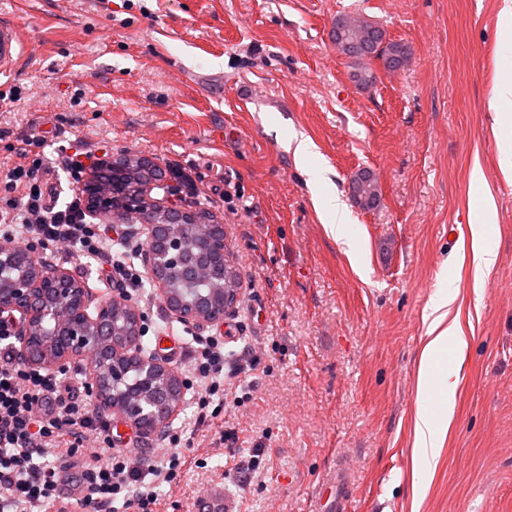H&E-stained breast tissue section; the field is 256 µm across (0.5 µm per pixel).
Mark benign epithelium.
<instances>
[{
    "mask_svg": "<svg viewBox=\"0 0 512 512\" xmlns=\"http://www.w3.org/2000/svg\"><path fill=\"white\" fill-rule=\"evenodd\" d=\"M141 164L142 169L150 173V177L130 187L120 179L110 178L112 172L116 171L114 166L106 170L100 165L90 170L83 184L89 203V215L106 219H123L128 216L143 218L153 211H160L177 222L196 220L195 212L169 205L173 189L157 182V177L153 176L152 162L143 159ZM156 190L163 192L162 197L153 196ZM198 228L199 237L209 251L224 255V225L212 220L198 225ZM146 230L148 247L145 262L154 276L157 293L169 313L184 323L196 326L204 327L219 322L222 316L181 304L167 288L161 271L183 264L184 241L170 232L168 224H148ZM20 255L33 266L34 272L28 277L11 279L0 287V315L9 318L17 316L25 324L38 322L52 327L50 344L43 343L39 338L24 341L25 360L34 366H52L57 369L85 361L89 366L87 386L99 409L110 411L139 429L152 430L167 424L176 414L179 403L169 401L160 407V423L154 425L144 419L142 407H124L112 403V386L124 379L123 370L116 365L121 360L138 361L147 373L162 379L163 386L174 396H180L184 391L182 380L157 362L154 356L141 354L137 339L114 340L112 311L123 309L132 313L136 321H142V317L130 307L124 296L117 294L111 300L94 306L88 291L78 284L68 270L56 269L45 273L35 253L22 248L0 247V261ZM102 358L113 361L106 376L99 369V360Z\"/></svg>",
    "mask_w": 512,
    "mask_h": 512,
    "instance_id": "7a95c632",
    "label": "benign epithelium"
}]
</instances>
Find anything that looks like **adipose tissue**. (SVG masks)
<instances>
[{
	"label": "adipose tissue",
	"instance_id": "ef3b65f1",
	"mask_svg": "<svg viewBox=\"0 0 512 512\" xmlns=\"http://www.w3.org/2000/svg\"><path fill=\"white\" fill-rule=\"evenodd\" d=\"M309 182L314 190L319 210L326 215L327 233L342 244H350L347 234L349 222L344 202L334 186L323 172L312 170L308 173ZM455 300V292L443 290L431 306L429 340L421 355L417 404L418 413L415 420L416 469L425 476L433 475L440 457L442 443L447 432L446 424L453 411L447 401H436L437 392L449 391L448 376L435 368L439 354L448 347L462 343L456 322L448 318L449 309Z\"/></svg>",
	"mask_w": 512,
	"mask_h": 512
}]
</instances>
